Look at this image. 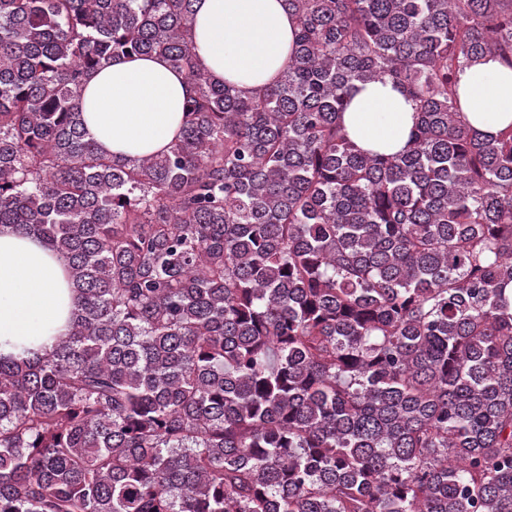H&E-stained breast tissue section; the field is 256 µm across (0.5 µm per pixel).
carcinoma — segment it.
<instances>
[{
	"instance_id": "obj_1",
	"label": "carcinoma",
	"mask_w": 512,
	"mask_h": 512,
	"mask_svg": "<svg viewBox=\"0 0 512 512\" xmlns=\"http://www.w3.org/2000/svg\"><path fill=\"white\" fill-rule=\"evenodd\" d=\"M195 0H0V227L68 262V336L0 357V512H512V126L457 74L512 66V0H284L252 94L195 62ZM193 89L113 158L82 92L121 56ZM415 103L408 149L339 123ZM461 115L482 137L491 138L512 124V68L487 57L459 74ZM416 123L411 98L390 80L356 83L340 124L363 151L396 154L405 150Z\"/></svg>"
}]
</instances>
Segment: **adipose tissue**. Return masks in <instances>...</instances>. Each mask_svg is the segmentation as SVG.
Listing matches in <instances>:
<instances>
[{
  "label": "adipose tissue",
  "instance_id": "ef3b65f1",
  "mask_svg": "<svg viewBox=\"0 0 512 512\" xmlns=\"http://www.w3.org/2000/svg\"><path fill=\"white\" fill-rule=\"evenodd\" d=\"M283 0H196L191 38L198 65L250 91L277 81L296 40ZM191 92L160 55L120 57L87 83L82 109L98 149L116 157L158 154L178 138ZM462 116L483 137L512 126V67L487 57L459 74ZM416 123L411 98L390 80L356 84L340 124L363 151L405 150ZM76 291L66 259L45 242L0 228V356H45L70 329Z\"/></svg>",
  "mask_w": 512,
  "mask_h": 512
}]
</instances>
